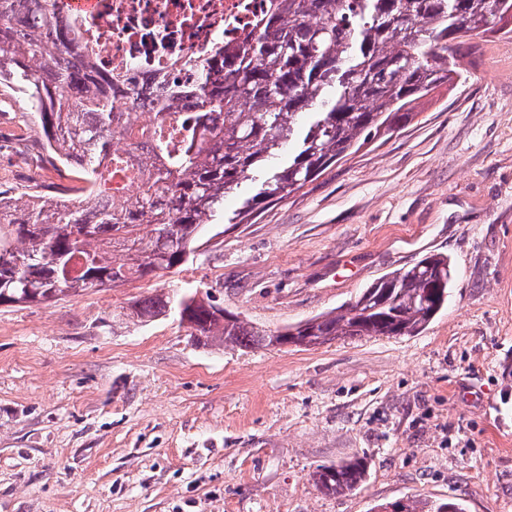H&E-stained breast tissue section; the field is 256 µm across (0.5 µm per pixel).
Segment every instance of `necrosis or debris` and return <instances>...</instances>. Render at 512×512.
Instances as JSON below:
<instances>
[{
    "label": "necrosis or debris",
    "instance_id": "obj_1",
    "mask_svg": "<svg viewBox=\"0 0 512 512\" xmlns=\"http://www.w3.org/2000/svg\"><path fill=\"white\" fill-rule=\"evenodd\" d=\"M58 14L67 18L80 45L91 49L97 68L105 74L130 78L136 95L124 104L129 121L112 141V157L101 170L112 173V196L131 201L146 172L131 152V142L151 140L155 131L170 137L178 148L191 121L184 110L159 114L156 98L163 83L194 82L180 62L203 59L221 46L237 47L243 33L255 29L272 0H90L79 8L74 0H57Z\"/></svg>",
    "mask_w": 512,
    "mask_h": 512
}]
</instances>
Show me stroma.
<instances>
[{
	"label": "stroma",
	"mask_w": 512,
	"mask_h": 512,
	"mask_svg": "<svg viewBox=\"0 0 512 512\" xmlns=\"http://www.w3.org/2000/svg\"><path fill=\"white\" fill-rule=\"evenodd\" d=\"M463 80L248 224L224 199L182 265L50 304L0 305V512H370L406 497L512 512V34ZM26 100L0 87V192L54 194ZM429 253L448 307L416 336L205 347L123 309L195 291L278 331ZM367 459L322 494V465ZM315 487L326 495H344L366 481V468L357 460L319 467L313 474Z\"/></svg>",
	"instance_id": "stroma-1"
}]
</instances>
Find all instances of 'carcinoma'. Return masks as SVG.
Listing matches in <instances>:
<instances>
[{
  "instance_id": "1",
  "label": "carcinoma",
  "mask_w": 512,
  "mask_h": 512,
  "mask_svg": "<svg viewBox=\"0 0 512 512\" xmlns=\"http://www.w3.org/2000/svg\"><path fill=\"white\" fill-rule=\"evenodd\" d=\"M51 0H0V85L25 96L39 114L45 146L89 182L124 118L126 81L100 73L71 26L47 20ZM512 33V0H275L238 48L210 60L187 58L197 75L172 85L160 110L190 106L193 127L178 152L160 138L135 144L149 175L136 198L104 192L50 202L0 195V305L47 304L186 261L201 226L224 197L253 180L287 146L288 162L268 173L228 218L242 224L300 191L367 141L411 121L415 103L458 85L464 46L488 33ZM448 257L430 254L390 272L337 313L283 331L250 326L209 299L160 291L126 316L140 323L176 315L199 343L240 348L273 336L341 338L417 336L448 303ZM315 487L344 495L366 481L357 461L319 467ZM404 512H468L463 499L403 500Z\"/></svg>"
}]
</instances>
